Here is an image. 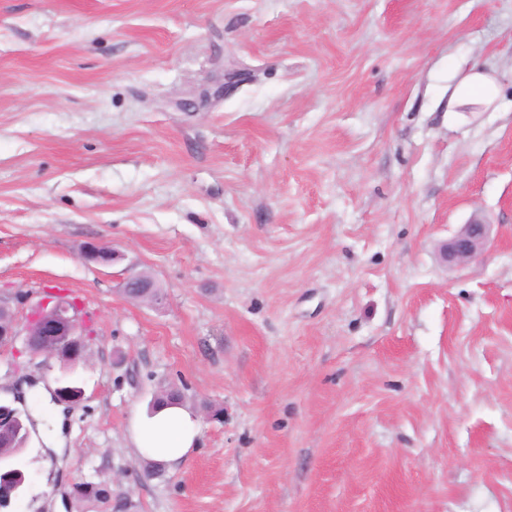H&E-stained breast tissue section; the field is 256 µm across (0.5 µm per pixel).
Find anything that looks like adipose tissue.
<instances>
[{"label":"adipose tissue","instance_id":"obj_1","mask_svg":"<svg viewBox=\"0 0 512 512\" xmlns=\"http://www.w3.org/2000/svg\"><path fill=\"white\" fill-rule=\"evenodd\" d=\"M498 95L499 86L490 75L471 70L448 93V117L463 121L468 108L490 107ZM198 435L196 418L181 404L139 411L131 428L134 448L150 460L167 465L174 464L193 448Z\"/></svg>","mask_w":512,"mask_h":512}]
</instances>
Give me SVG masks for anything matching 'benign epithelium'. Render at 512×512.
Returning <instances> with one entry per match:
<instances>
[{
    "mask_svg": "<svg viewBox=\"0 0 512 512\" xmlns=\"http://www.w3.org/2000/svg\"><path fill=\"white\" fill-rule=\"evenodd\" d=\"M492 227L493 224L481 216H471L441 245L442 260L457 266L478 258L494 241ZM83 258L107 264L115 259V255L107 249L88 245L83 249ZM151 287L143 275H129L121 283L120 291L126 296L145 295ZM95 322L96 317L89 316L76 301L58 289L43 290L21 318L0 298V352L9 350L16 357L26 353L31 357L50 359L61 350H69L73 359L84 362L88 342L96 335ZM31 336L38 340L36 351L28 348ZM18 343L21 344L19 348L16 347ZM22 425L18 409L12 403L0 404V436L16 438ZM24 492V483L1 479L0 509H9Z\"/></svg>",
    "mask_w": 512,
    "mask_h": 512,
    "instance_id": "obj_1",
    "label": "benign epithelium"
}]
</instances>
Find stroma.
I'll use <instances>...</instances> for the list:
<instances>
[{
  "label": "stroma",
  "mask_w": 512,
  "mask_h": 512,
  "mask_svg": "<svg viewBox=\"0 0 512 512\" xmlns=\"http://www.w3.org/2000/svg\"><path fill=\"white\" fill-rule=\"evenodd\" d=\"M474 64L500 97L449 127ZM476 212L494 247L443 264ZM46 287L98 334L72 369L0 353L66 442L31 428L11 512L117 470L112 512H512V0H0V297ZM165 384L199 442L148 478Z\"/></svg>",
  "instance_id": "1"
}]
</instances>
